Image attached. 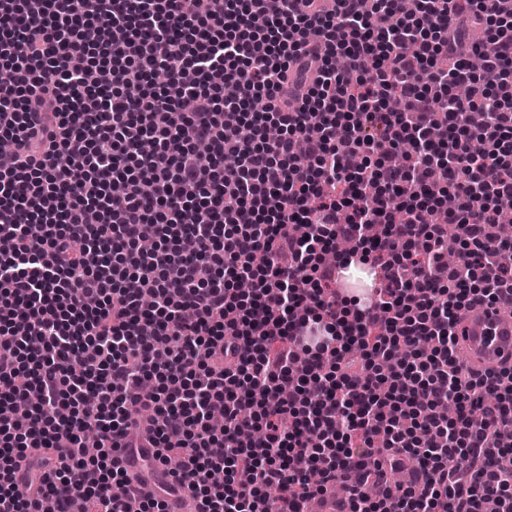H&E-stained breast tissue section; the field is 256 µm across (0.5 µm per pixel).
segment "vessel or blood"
Returning a JSON list of instances; mask_svg holds the SVG:
<instances>
[{
    "mask_svg": "<svg viewBox=\"0 0 512 512\" xmlns=\"http://www.w3.org/2000/svg\"><path fill=\"white\" fill-rule=\"evenodd\" d=\"M456 335L467 368L486 372L512 364V308L476 304L465 312Z\"/></svg>",
    "mask_w": 512,
    "mask_h": 512,
    "instance_id": "obj_1",
    "label": "vessel or blood"
}]
</instances>
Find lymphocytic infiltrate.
Segmentation results:
<instances>
[{
    "label": "lymphocytic infiltrate",
    "mask_w": 512,
    "mask_h": 512,
    "mask_svg": "<svg viewBox=\"0 0 512 512\" xmlns=\"http://www.w3.org/2000/svg\"><path fill=\"white\" fill-rule=\"evenodd\" d=\"M276 1L0 0V512H512V366L455 334L512 306V8ZM452 15L496 23L481 70Z\"/></svg>",
    "instance_id": "obj_1"
}]
</instances>
